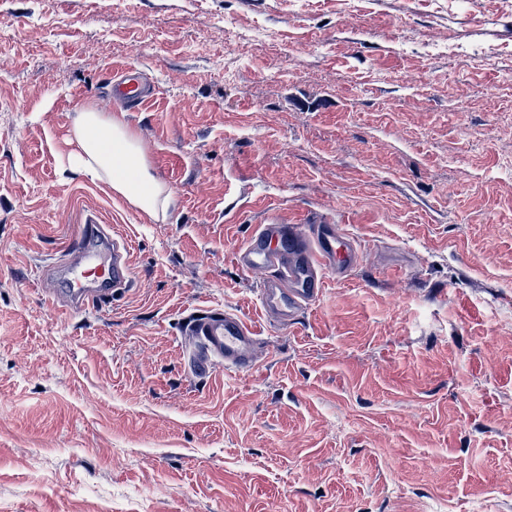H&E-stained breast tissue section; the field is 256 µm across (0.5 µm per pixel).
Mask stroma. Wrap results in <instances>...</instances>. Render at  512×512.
<instances>
[{
	"instance_id": "35a3bbf8",
	"label": "stroma",
	"mask_w": 512,
	"mask_h": 512,
	"mask_svg": "<svg viewBox=\"0 0 512 512\" xmlns=\"http://www.w3.org/2000/svg\"><path fill=\"white\" fill-rule=\"evenodd\" d=\"M84 109L166 220L63 169ZM90 212L133 283L65 315ZM274 218L363 248L290 328L233 262ZM206 308L251 370L193 369ZM0 512H512V0H0ZM107 86H111V89L108 94L103 96V99L111 103L124 102L137 105L146 101L153 94L150 88H146L133 79L119 83L109 81ZM184 333L193 336L201 353L193 359L194 367L206 371L215 360H224L226 368L247 371L255 363L260 336L236 313L206 310L190 316L184 324Z\"/></svg>"
}]
</instances>
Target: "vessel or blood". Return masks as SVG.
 <instances>
[{
  "label": "vessel or blood",
  "mask_w": 512,
  "mask_h": 512,
  "mask_svg": "<svg viewBox=\"0 0 512 512\" xmlns=\"http://www.w3.org/2000/svg\"><path fill=\"white\" fill-rule=\"evenodd\" d=\"M152 92L141 83L128 80L112 84L109 102L139 104ZM361 252L354 237L340 224H283L277 220L259 225L235 252L241 270L263 276L260 303L269 314L278 315L283 325L293 326L302 310L321 297L327 277L345 279L359 264ZM67 269L70 301L65 311L84 308L132 284L130 250L120 238L102 233L94 216H87L75 244L63 261ZM185 335L194 337L200 354L193 359L197 370L205 371L214 361L225 367L249 370L255 363L259 336L236 313L206 310L190 316Z\"/></svg>",
  "instance_id": "b4317fda"
}]
</instances>
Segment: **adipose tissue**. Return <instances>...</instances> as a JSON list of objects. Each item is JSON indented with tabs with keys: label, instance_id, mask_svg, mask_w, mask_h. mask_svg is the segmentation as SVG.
<instances>
[{
	"label": "adipose tissue",
	"instance_id": "obj_1",
	"mask_svg": "<svg viewBox=\"0 0 512 512\" xmlns=\"http://www.w3.org/2000/svg\"><path fill=\"white\" fill-rule=\"evenodd\" d=\"M72 139L77 149L67 154L66 168L106 182L153 218H166L171 192L151 174L136 139L119 119L83 110L73 125Z\"/></svg>",
	"mask_w": 512,
	"mask_h": 512
}]
</instances>
